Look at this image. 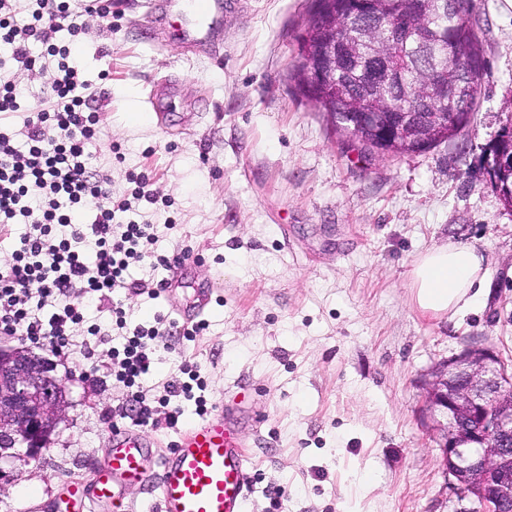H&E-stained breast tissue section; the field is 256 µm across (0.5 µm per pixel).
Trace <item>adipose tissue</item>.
Masks as SVG:
<instances>
[{"instance_id":"ef3b65f1","label":"adipose tissue","mask_w":512,"mask_h":512,"mask_svg":"<svg viewBox=\"0 0 512 512\" xmlns=\"http://www.w3.org/2000/svg\"><path fill=\"white\" fill-rule=\"evenodd\" d=\"M486 257L470 242H450L425 251L412 264L409 288L422 314L452 318L474 306L485 292Z\"/></svg>"}]
</instances>
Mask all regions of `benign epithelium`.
<instances>
[{"instance_id": "benign-epithelium-1", "label": "benign epithelium", "mask_w": 512, "mask_h": 512, "mask_svg": "<svg viewBox=\"0 0 512 512\" xmlns=\"http://www.w3.org/2000/svg\"><path fill=\"white\" fill-rule=\"evenodd\" d=\"M336 85V67L309 66L305 89ZM337 127L359 141L378 134L371 155L390 156L411 139L424 149L448 136L444 112H346ZM426 410L441 436L442 463L465 512L512 508V370L498 351L469 345L442 361L424 382ZM69 404L67 379L48 357L26 347L0 346V460L28 462L47 447Z\"/></svg>"}]
</instances>
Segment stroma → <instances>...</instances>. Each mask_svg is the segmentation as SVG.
<instances>
[{"label":"stroma","mask_w":512,"mask_h":512,"mask_svg":"<svg viewBox=\"0 0 512 512\" xmlns=\"http://www.w3.org/2000/svg\"><path fill=\"white\" fill-rule=\"evenodd\" d=\"M223 3L209 53L191 56L178 16L148 0H112L105 19L69 2L113 196L129 194V173L151 172L171 202L147 215L158 252L187 248L197 260L178 300L192 303L205 280L223 285L202 335L160 343L150 383L189 364L209 411L237 399L256 412L257 430L243 432L253 460L247 512H464L421 381L474 342L512 358V210L487 170L512 115V0H477L484 70L469 125L428 152L372 160L292 77L312 0ZM51 77L0 66L22 106L0 113V130L20 132ZM153 85L172 91L168 124L147 104ZM457 240L484 251L488 293L454 319L429 318L410 303L409 271L425 250ZM115 296L130 324L174 316L165 297ZM85 322L101 328L92 355L36 348L67 377L69 406L37 459L0 464V512H57L64 485L90 480L103 461L108 415L128 394L108 370L123 339L111 302Z\"/></svg>","instance_id":"obj_1"}]
</instances>
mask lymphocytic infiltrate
Here are the masks:
<instances>
[{"instance_id":"obj_1","label":"lymphocytic infiltrate","mask_w":512,"mask_h":512,"mask_svg":"<svg viewBox=\"0 0 512 512\" xmlns=\"http://www.w3.org/2000/svg\"><path fill=\"white\" fill-rule=\"evenodd\" d=\"M12 2L0 0V54L27 71L50 61L56 71L46 92L49 107L29 110L21 138L0 132V225L23 227L10 261L0 266V333L61 349L72 345L94 300L119 289L159 295V287L131 279V265L168 270L190 251L158 254L154 225L135 220L137 204L160 201L149 172L130 173L129 197H112V171L100 165L96 150L99 118L87 109L90 85L70 62L71 47L57 42L60 32L80 33L67 0H36L38 9L24 25ZM112 319L125 332L122 349L112 352V377L130 390L113 417L175 430L179 396L206 413L205 385L192 368L186 379L166 382L158 400L149 397L157 347L173 335L175 322L159 316L148 327L128 326L118 300Z\"/></svg>"}]
</instances>
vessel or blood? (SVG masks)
Returning a JSON list of instances; mask_svg holds the SVG:
<instances>
[{
	"label": "vessel or blood",
	"mask_w": 512,
	"mask_h": 512,
	"mask_svg": "<svg viewBox=\"0 0 512 512\" xmlns=\"http://www.w3.org/2000/svg\"><path fill=\"white\" fill-rule=\"evenodd\" d=\"M156 11L181 16L193 31L187 49L207 51L202 31L220 8V0H155ZM213 283L198 289L190 311H179L190 322L208 308ZM244 410L239 403L222 406L208 417L186 422L173 448L155 450L136 426L114 428L101 470L90 482L72 483L62 501L64 512H125L129 485L155 478L159 512H245L250 482V456L241 437Z\"/></svg>",
	"instance_id": "obj_1"
}]
</instances>
